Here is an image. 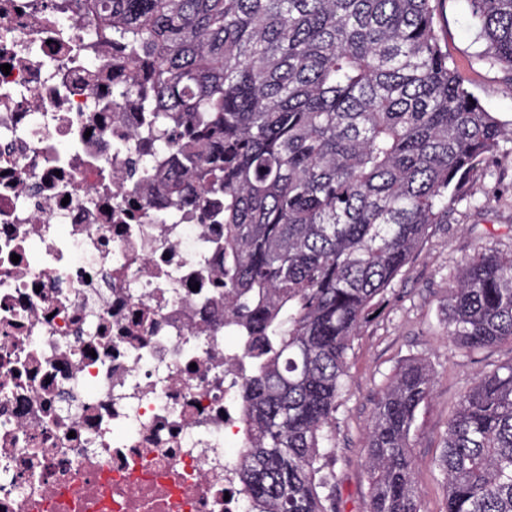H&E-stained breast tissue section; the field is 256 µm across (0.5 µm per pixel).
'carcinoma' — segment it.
Instances as JSON below:
<instances>
[{"label":"carcinoma","instance_id":"obj_1","mask_svg":"<svg viewBox=\"0 0 512 512\" xmlns=\"http://www.w3.org/2000/svg\"><path fill=\"white\" fill-rule=\"evenodd\" d=\"M432 0H87L154 60V138L224 192L225 286L251 375L238 474L253 512H326L348 350L415 249L512 137L448 63ZM483 56L512 72V0H467ZM190 118L202 134L178 136ZM448 340L512 344V251L448 288ZM432 390L402 366L377 399L370 512H421L410 431ZM445 512H512V363L459 400L437 459Z\"/></svg>","mask_w":512,"mask_h":512}]
</instances>
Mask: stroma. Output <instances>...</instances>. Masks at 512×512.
<instances>
[{
	"instance_id": "stroma-1",
	"label": "stroma",
	"mask_w": 512,
	"mask_h": 512,
	"mask_svg": "<svg viewBox=\"0 0 512 512\" xmlns=\"http://www.w3.org/2000/svg\"><path fill=\"white\" fill-rule=\"evenodd\" d=\"M441 47L485 108L512 123V72L491 65L470 26L466 0H434ZM512 250V141L488 160L472 202L457 206L450 221L428 238L355 336L348 374L330 432L335 444L324 459L334 475L329 512H369L371 484L365 468L368 427L381 391L399 368L416 360L430 371V396L411 429L414 485L421 512H445L446 490L436 466L448 419L477 378L512 363V345L502 343L469 355L448 341V286L478 247Z\"/></svg>"
}]
</instances>
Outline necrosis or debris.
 <instances>
[{"label":"necrosis or debris","instance_id":"1","mask_svg":"<svg viewBox=\"0 0 512 512\" xmlns=\"http://www.w3.org/2000/svg\"><path fill=\"white\" fill-rule=\"evenodd\" d=\"M148 89L84 0H0V512H248L224 198Z\"/></svg>","mask_w":512,"mask_h":512}]
</instances>
